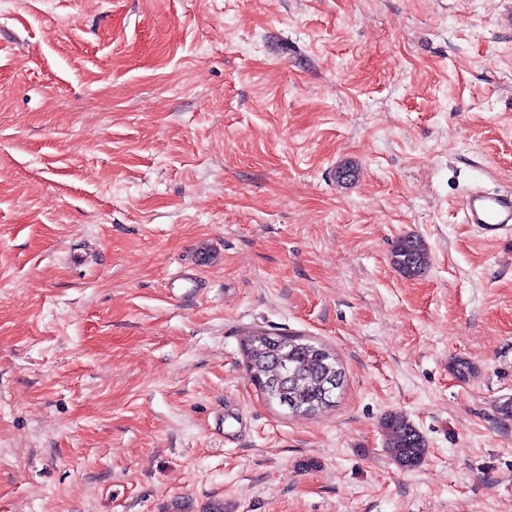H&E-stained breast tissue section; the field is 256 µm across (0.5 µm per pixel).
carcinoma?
<instances>
[{"label": "carcinoma", "mask_w": 512, "mask_h": 512, "mask_svg": "<svg viewBox=\"0 0 512 512\" xmlns=\"http://www.w3.org/2000/svg\"><path fill=\"white\" fill-rule=\"evenodd\" d=\"M392 265L407 277H418L429 265L423 240L401 238L391 255ZM247 372L270 403L291 414H313L334 404L330 386L343 387L345 372L335 354L321 344L297 335H272L257 331L245 341ZM392 459L403 469L421 464L426 441L404 415L389 414L382 421Z\"/></svg>", "instance_id": "carcinoma-1"}]
</instances>
